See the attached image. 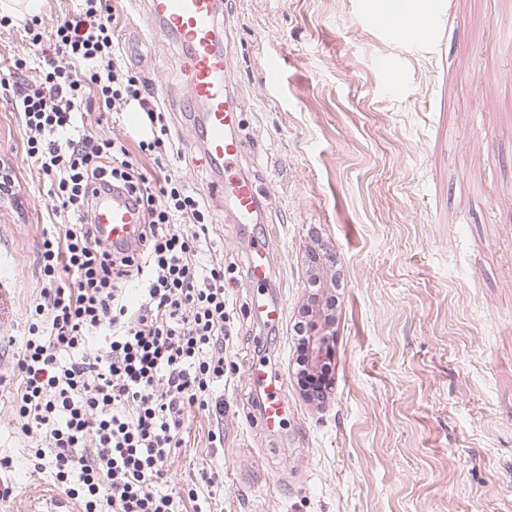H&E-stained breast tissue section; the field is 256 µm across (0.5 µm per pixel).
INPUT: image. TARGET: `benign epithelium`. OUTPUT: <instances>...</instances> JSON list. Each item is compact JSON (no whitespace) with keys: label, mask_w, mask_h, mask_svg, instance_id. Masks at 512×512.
I'll return each instance as SVG.
<instances>
[{"label":"benign epithelium","mask_w":512,"mask_h":512,"mask_svg":"<svg viewBox=\"0 0 512 512\" xmlns=\"http://www.w3.org/2000/svg\"><path fill=\"white\" fill-rule=\"evenodd\" d=\"M309 291L298 307L296 318L304 323L297 339L296 375L304 399L311 405L323 407L332 394V382L321 383L314 389L310 382L323 378V372L334 355L336 336V293L340 289V273L333 270L335 259L326 251L320 236L311 233L305 239L300 257Z\"/></svg>","instance_id":"obj_1"}]
</instances>
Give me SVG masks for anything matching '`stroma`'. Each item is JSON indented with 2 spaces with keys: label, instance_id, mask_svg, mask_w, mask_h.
Returning a JSON list of instances; mask_svg holds the SVG:
<instances>
[{
  "label": "stroma",
  "instance_id": "obj_1",
  "mask_svg": "<svg viewBox=\"0 0 512 512\" xmlns=\"http://www.w3.org/2000/svg\"><path fill=\"white\" fill-rule=\"evenodd\" d=\"M383 0H229L230 88L250 147L242 167L268 186L257 224L207 198L235 268L224 363V445L196 414L168 464L172 488L202 464L223 468L210 512H512V0H446L436 45L387 34ZM121 42L145 38L133 69L151 82L185 154L175 176L212 179L187 119L175 41L151 37L147 0H111ZM281 81L265 87L270 58ZM396 62L399 90L389 88ZM0 98V160L24 202L0 201V337L21 336L38 291L47 184L22 152ZM318 232L341 260L333 395L321 410L297 379L298 254ZM273 245L268 281L246 275V246ZM284 308L265 324L254 296ZM286 383L288 411L266 430L251 367ZM13 492L0 512H81L26 452L0 397V454Z\"/></svg>",
  "mask_w": 512,
  "mask_h": 512
}]
</instances>
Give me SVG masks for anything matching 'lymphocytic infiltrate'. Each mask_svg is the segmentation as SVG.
<instances>
[{"mask_svg":"<svg viewBox=\"0 0 512 512\" xmlns=\"http://www.w3.org/2000/svg\"><path fill=\"white\" fill-rule=\"evenodd\" d=\"M108 0H83L57 25L38 69L18 56L0 76L25 132L27 161L47 179L54 221L42 230L40 289L7 388L33 473L82 512H204L200 491L223 490L210 465L194 486L166 490L168 462L189 418L210 419L224 445V345L231 334L224 265L209 211L168 172L181 159L151 84L121 56ZM137 105L136 151L80 124ZM152 158L143 171L137 155ZM125 189L142 211L138 249L92 229V197Z\"/></svg>","mask_w":512,"mask_h":512,"instance_id":"f902f5d3","label":"lymphocytic infiltrate"}]
</instances>
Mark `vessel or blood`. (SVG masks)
Instances as JSON below:
<instances>
[{"mask_svg":"<svg viewBox=\"0 0 512 512\" xmlns=\"http://www.w3.org/2000/svg\"><path fill=\"white\" fill-rule=\"evenodd\" d=\"M148 6L153 36L175 40L187 64L188 105L204 142V160L221 174L220 179L211 181L209 194L223 198L237 223H257L267 194L252 179L234 171L248 152L238 133L240 108L227 82L233 60L224 47V0H149ZM383 6L393 19L391 38L408 45L420 35L434 40L445 0H426L419 12L412 0H384ZM141 222V213L126 192L96 196L93 225L103 241L116 245L135 242ZM271 255L270 244L253 246L246 265L251 280L266 281ZM247 380L264 389V427H279L286 406L284 382L256 367L249 370Z\"/></svg>","mask_w":512,"mask_h":512,"instance_id":"vessel-or-blood-1","label":"vessel or blood"}]
</instances>
